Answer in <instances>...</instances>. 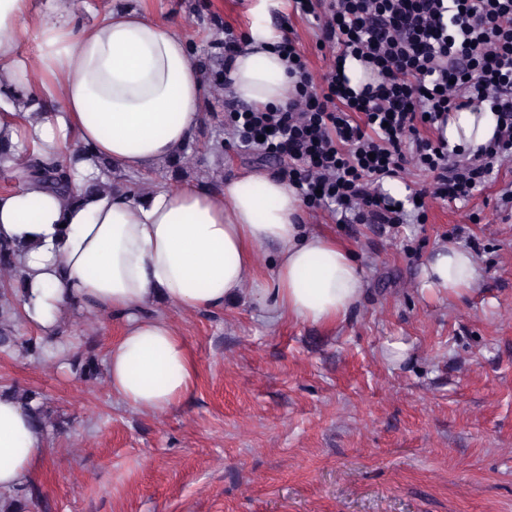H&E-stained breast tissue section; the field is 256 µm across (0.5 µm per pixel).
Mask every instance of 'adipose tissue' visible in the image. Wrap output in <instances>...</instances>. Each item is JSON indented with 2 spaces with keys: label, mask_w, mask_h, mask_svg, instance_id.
Returning a JSON list of instances; mask_svg holds the SVG:
<instances>
[{
  "label": "adipose tissue",
  "mask_w": 512,
  "mask_h": 512,
  "mask_svg": "<svg viewBox=\"0 0 512 512\" xmlns=\"http://www.w3.org/2000/svg\"><path fill=\"white\" fill-rule=\"evenodd\" d=\"M79 0H52L43 20L30 0H0V168L26 146L58 157L87 153L79 197L30 185L0 192V243L15 248L23 289L13 310L42 337L59 342L69 319L96 311L122 323L106 356L113 396L160 415L191 389L196 367L177 327L156 301L214 312L256 276L258 248L273 249L270 273L251 297L270 323L290 318L335 325L365 295L353 252L303 221V203L285 181L256 169L223 189L183 184L133 194L91 191L98 159L126 171L158 170L195 136L205 83L184 35L142 11L115 6L81 28ZM35 55L20 56L24 39ZM276 34L255 24L231 63L230 94L258 107L286 103L292 79L272 50ZM58 99L60 111L38 106ZM488 112H459L449 143L474 147L493 135ZM423 288L449 298L473 293L481 272L454 244L426 261ZM48 434L26 400L0 393V505L22 491L47 450Z\"/></svg>",
  "instance_id": "adipose-tissue-1"
}]
</instances>
